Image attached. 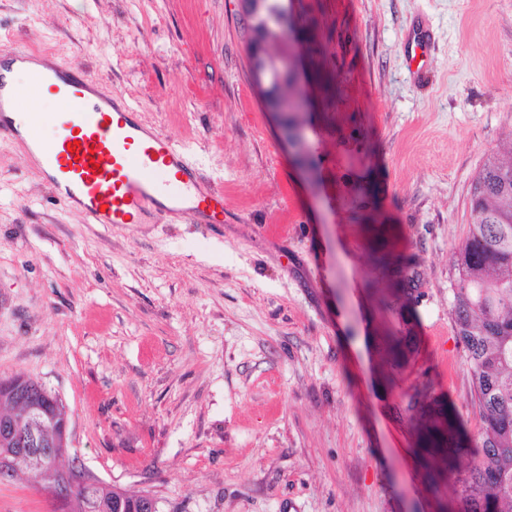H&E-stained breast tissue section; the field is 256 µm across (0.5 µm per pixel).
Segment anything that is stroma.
Segmentation results:
<instances>
[{
  "instance_id": "1",
  "label": "stroma",
  "mask_w": 512,
  "mask_h": 512,
  "mask_svg": "<svg viewBox=\"0 0 512 512\" xmlns=\"http://www.w3.org/2000/svg\"><path fill=\"white\" fill-rule=\"evenodd\" d=\"M293 9L335 84L307 85L305 171L240 0H0V45L124 96L224 192L220 224H89L0 139V380L61 398L62 466L161 512H448L412 449L440 396L480 428L451 288L473 180L512 136V0ZM0 512L62 509L18 472Z\"/></svg>"
}]
</instances>
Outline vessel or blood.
Here are the masks:
<instances>
[{"instance_id":"obj_1","label":"vessel or blood","mask_w":512,"mask_h":512,"mask_svg":"<svg viewBox=\"0 0 512 512\" xmlns=\"http://www.w3.org/2000/svg\"><path fill=\"white\" fill-rule=\"evenodd\" d=\"M26 69L31 80L65 104L53 139L42 115L20 112V92L3 73ZM0 137L19 141L64 207L92 224H145L155 215L224 221V193L205 181L172 135L143 123L122 97L97 81L35 53L0 47ZM79 141L78 152L68 142Z\"/></svg>"}]
</instances>
